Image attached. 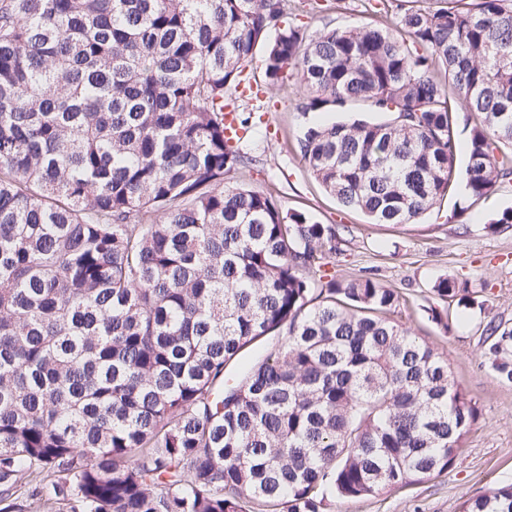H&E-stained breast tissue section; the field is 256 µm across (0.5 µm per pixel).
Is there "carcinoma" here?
Masks as SVG:
<instances>
[{"instance_id":"cac0c4a2","label":"carcinoma","mask_w":512,"mask_h":512,"mask_svg":"<svg viewBox=\"0 0 512 512\" xmlns=\"http://www.w3.org/2000/svg\"><path fill=\"white\" fill-rule=\"evenodd\" d=\"M287 4L0 0L1 502L47 473L71 512H322L453 465L477 406L390 318L396 292L316 280L335 227L224 182L252 162L224 100L261 46L266 87L292 83L304 116L395 115L309 121L296 144L374 224L417 219L456 179L488 198L512 178V0L315 36ZM432 289L483 308L451 276ZM484 334L512 383V324ZM460 512H512V484Z\"/></svg>"}]
</instances>
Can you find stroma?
Instances as JSON below:
<instances>
[{"mask_svg": "<svg viewBox=\"0 0 512 512\" xmlns=\"http://www.w3.org/2000/svg\"><path fill=\"white\" fill-rule=\"evenodd\" d=\"M395 10L393 0H289L286 19L313 35L382 22ZM235 105L251 117L240 147L254 161L225 175V182L272 194L283 213L304 211L336 225L343 242L332 275L345 280L371 273L400 294L394 320L447 358L452 381L480 408L448 471L396 492L330 501L327 512H460L465 499L512 482V383L500 381L481 358L488 321L512 323V227L488 228L493 212L512 207V182L500 183L487 199L465 196L457 187L418 220L373 224L362 212L341 207L310 175L296 149L304 119L292 88L239 97ZM457 206L464 214L449 222ZM446 274L466 281L484 306L466 315L450 309L445 329L429 320L427 310L438 305L432 286Z\"/></svg>", "mask_w": 512, "mask_h": 512, "instance_id": "35a3bbf8", "label": "stroma"}]
</instances>
